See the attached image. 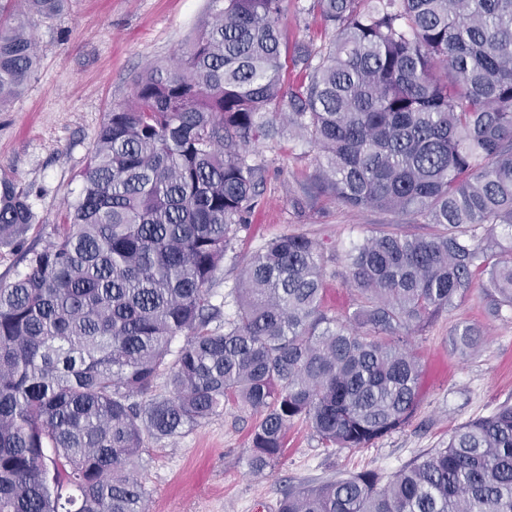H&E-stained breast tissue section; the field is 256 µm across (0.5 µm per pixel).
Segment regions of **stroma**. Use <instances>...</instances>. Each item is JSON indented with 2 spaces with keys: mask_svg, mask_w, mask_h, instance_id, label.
Returning a JSON list of instances; mask_svg holds the SVG:
<instances>
[{
  "mask_svg": "<svg viewBox=\"0 0 512 512\" xmlns=\"http://www.w3.org/2000/svg\"><path fill=\"white\" fill-rule=\"evenodd\" d=\"M309 0H284L279 25L287 45L302 42L320 52L333 39ZM217 6L213 0H64L51 17L25 22L38 46L34 77L0 112V174L30 192L36 221L27 245L49 241L66 201L80 192L79 173L109 110L131 100L134 80L150 64H169L185 50ZM265 172L247 228L224 257L214 286L223 292L267 241L305 233L326 260L324 304L336 315L351 310L354 294L341 271L351 241L392 226L418 235L432 232L426 216L345 208L312 183L315 152L286 134L257 146ZM480 331L477 346L459 350L452 339L464 327ZM422 365L419 405L410 421L359 449L324 447L309 423L288 429L275 466L253 473L249 436L260 420L241 406L183 431L146 439L141 454L147 512H278L288 490L317 486L365 471L389 476L441 446L463 423L512 402V310L494 314L481 288L458 297L448 312L413 338Z\"/></svg>",
  "mask_w": 512,
  "mask_h": 512,
  "instance_id": "35a3bbf8",
  "label": "stroma"
}]
</instances>
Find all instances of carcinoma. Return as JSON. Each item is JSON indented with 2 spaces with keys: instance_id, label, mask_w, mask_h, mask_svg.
I'll return each instance as SVG.
<instances>
[{
  "instance_id": "obj_1",
  "label": "carcinoma",
  "mask_w": 512,
  "mask_h": 512,
  "mask_svg": "<svg viewBox=\"0 0 512 512\" xmlns=\"http://www.w3.org/2000/svg\"><path fill=\"white\" fill-rule=\"evenodd\" d=\"M63 2L0 0V112L37 67L20 17ZM282 9L224 0L172 67L138 75L62 228L0 284V512H145L144 438L230 402L260 414L256 472L296 419L329 447L365 448L415 413L412 335L476 272L512 308V257L478 234L512 233V0H311L334 39L318 55L295 45L304 80L287 101ZM284 128L318 150L314 185L337 203L436 228L354 244L343 320L323 305V254L306 233L266 242L212 303L263 180L247 147ZM29 197L0 178L1 247L24 249ZM279 512H512V404L389 478L290 490Z\"/></svg>"
}]
</instances>
